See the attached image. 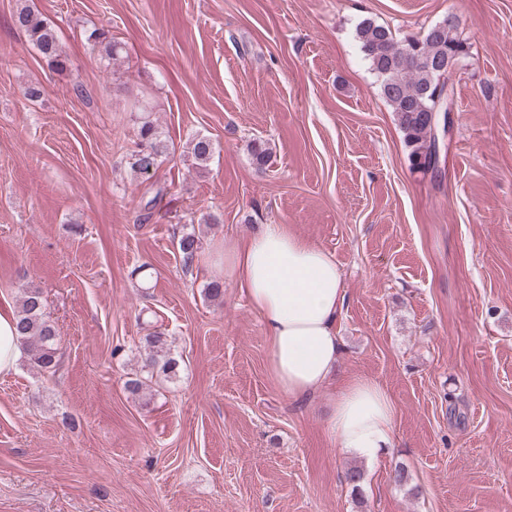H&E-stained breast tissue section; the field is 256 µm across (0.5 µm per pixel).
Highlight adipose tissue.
Segmentation results:
<instances>
[{
	"mask_svg": "<svg viewBox=\"0 0 512 512\" xmlns=\"http://www.w3.org/2000/svg\"><path fill=\"white\" fill-rule=\"evenodd\" d=\"M224 275L262 317L276 388L302 399L328 385L339 360L336 316L346 295L334 257L287 224L224 243ZM396 406L368 378L350 380L325 420L342 452L374 461L391 447Z\"/></svg>",
	"mask_w": 512,
	"mask_h": 512,
	"instance_id": "obj_1",
	"label": "adipose tissue"
}]
</instances>
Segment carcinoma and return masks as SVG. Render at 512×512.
Masks as SVG:
<instances>
[{
	"mask_svg": "<svg viewBox=\"0 0 512 512\" xmlns=\"http://www.w3.org/2000/svg\"><path fill=\"white\" fill-rule=\"evenodd\" d=\"M14 24L34 43L49 66L61 71L66 66L57 35L30 6L25 5L14 14ZM436 25H430L419 35L398 37L390 28L370 19L356 27V38L371 70L380 82L383 98L396 116L403 132L408 158L413 169L437 175L435 137L432 134L430 111L435 106L438 87L449 84V77L457 61L468 55L469 45L458 33L448 36L434 34ZM88 41L92 50L112 60L121 48L105 33L95 30ZM138 149L132 151V167L142 173L150 172L159 158L167 152L155 124L144 120L138 130ZM190 153L199 167L206 166L214 155L210 138L196 135L190 142ZM179 250L185 267H190L197 252L194 236L179 240ZM15 336L27 352L30 367L43 375H54L60 366V339L54 323L46 311V301L39 288L23 290L15 314ZM148 353L143 368L148 375L171 379L176 376L177 362L166 354L167 339L158 332L146 338Z\"/></svg>",
	"mask_w": 512,
	"mask_h": 512,
	"instance_id": "1",
	"label": "carcinoma"
}]
</instances>
